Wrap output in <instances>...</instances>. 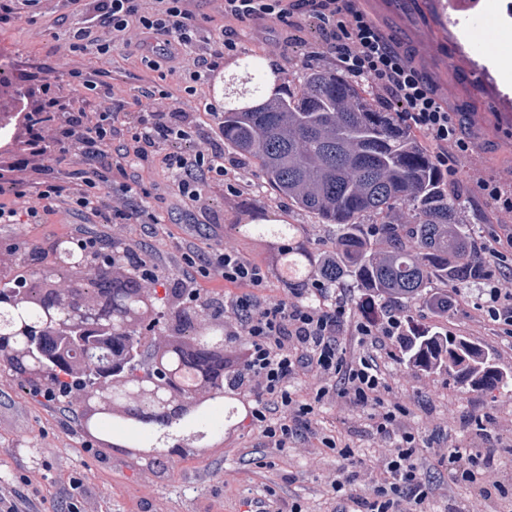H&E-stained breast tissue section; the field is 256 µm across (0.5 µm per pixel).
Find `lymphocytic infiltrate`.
I'll list each match as a JSON object with an SVG mask.
<instances>
[{
	"label": "lymphocytic infiltrate",
	"instance_id": "1",
	"mask_svg": "<svg viewBox=\"0 0 512 512\" xmlns=\"http://www.w3.org/2000/svg\"><path fill=\"white\" fill-rule=\"evenodd\" d=\"M0 0V24L46 14L70 19L62 57L66 81L57 83V67L47 62L33 71L0 66V86L20 81L24 105L16 119L25 129L26 151L0 164V224H44L49 216L101 220L108 236L88 234L81 243L95 249L112 242L120 250L103 270L85 267L84 279L131 280L144 294L158 292L194 303L200 317L223 325L224 342L211 353L210 376L245 402L250 424L262 445L278 451L303 438L316 449L350 458L335 435L320 428L317 416L328 402L341 398L370 409L380 435L393 441V451L377 467L369 496H353L348 482L329 477L332 498H352L356 512H426L433 489L416 463L418 439L405 425V407L385 403L383 372L375 355L347 356L341 338L379 343L396 335L401 322L354 318L345 297H329L328 282L313 273L302 287L267 294L264 264L225 247L212 231L178 241L161 253L131 247L135 232L156 237L165 231L150 202L151 193L139 172L155 170L167 180L170 210L209 214L214 193L243 194L247 183L234 179L242 158L224 151V102L215 79L226 56L237 50L226 27L246 23L261 27L295 26L302 16L316 18L322 43L351 79L389 95L397 119L421 133L439 166L455 174L456 163L474 148L447 105L412 63L411 50L386 36L356 0ZM142 50L148 78L135 111L118 104L105 81V67L117 49ZM83 90L92 113L75 109L68 91ZM489 281L486 298L474 305L481 317L499 322L512 335V292L491 281L495 271L512 267V229L485 245ZM222 279L225 289L206 292L205 281ZM306 388H298L301 378ZM448 477L485 497L505 498L512 487L485 484L492 450L451 445ZM62 478L46 488L38 476L27 479L28 491L0 480V512H44L53 499L67 512H101L87 481L70 477L71 464L58 462Z\"/></svg>",
	"mask_w": 512,
	"mask_h": 512
}]
</instances>
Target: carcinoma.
<instances>
[{
    "label": "carcinoma",
    "mask_w": 512,
    "mask_h": 512,
    "mask_svg": "<svg viewBox=\"0 0 512 512\" xmlns=\"http://www.w3.org/2000/svg\"><path fill=\"white\" fill-rule=\"evenodd\" d=\"M262 63L254 60L224 79V146L246 158L276 193L324 224L337 226L336 261L323 270L328 280L352 278L359 288L378 296L393 295L409 303L448 309V298L430 297V282L457 284L477 275L467 260L469 235L459 228L458 203L432 157L414 134L390 112L373 108L367 90L333 72L314 70L299 89L252 106L262 91ZM413 206L417 222L398 231L386 221L398 204ZM383 218L393 244L372 247L365 219ZM55 264L105 262L107 255L76 246H53ZM288 280L300 281L307 269L304 256L293 252ZM404 360L427 369L446 367L461 382L493 390L503 374L475 344L414 328L403 337ZM46 388L62 397L81 383L44 376ZM118 428L140 435L135 448H157L165 441L163 427L138 421Z\"/></svg>",
    "instance_id": "obj_1"
}]
</instances>
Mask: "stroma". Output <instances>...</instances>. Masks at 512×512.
Listing matches in <instances>:
<instances>
[{
  "label": "stroma",
  "instance_id": "1",
  "mask_svg": "<svg viewBox=\"0 0 512 512\" xmlns=\"http://www.w3.org/2000/svg\"><path fill=\"white\" fill-rule=\"evenodd\" d=\"M362 7L387 35L411 48L425 76L436 85L452 111L462 113L476 140L472 153L461 157L448 192L459 203V218L471 241H490L503 229L512 227V214L477 186L480 178L497 177L505 189H512V106L496 102L494 85L480 80L466 49L457 42L448 27L446 0H361ZM300 39L286 40L280 25L271 24L255 31L237 30V55H253L276 66L286 80V90H295L303 74L311 69L336 70L333 55L312 56L320 36L316 21L303 19ZM64 26L52 18L31 23L19 20L0 27V54H14L21 67L51 59ZM287 51H280V44ZM142 67L136 55L123 50L112 55L111 83L117 99L133 106L139 94ZM240 180L250 189L241 196H216L212 207L224 225V244L265 262L270 268L269 284L274 294H282L284 282L278 242L271 237H246L237 225L280 218L296 225L293 247L302 249L312 265H319L325 254L334 252L337 228L289 205L258 175L254 167L239 170ZM83 221L77 217H53L47 224L19 227L0 224V258L11 247L32 245L49 247L58 241H77ZM352 303L359 319L385 321L393 314L401 320L476 343L503 374L505 384L489 392L458 384L444 369L421 370L402 360V340L386 339L378 350L385 373V401L410 410L408 424L418 432L420 446L417 463L434 486L429 512H512V498L487 499L461 484L452 483L448 469L440 461L439 437L449 436L460 445H468L471 431L464 421L475 410L493 413L497 422L491 428L489 447L495 450V464L485 473L486 483L512 479V337L503 335L497 325L477 317L473 308L483 285L479 280L460 283L459 305L440 312L423 304L409 305L373 296L354 287L350 278L336 284ZM41 396L23 386L19 377L0 367V478L22 483L29 470L40 471L44 486L57 483L61 474L47 454L50 445L67 447L73 457L71 472L82 478L98 477V494L104 512H247V502L263 498L267 489L277 496L298 500L305 512H330L340 508L349 512V501H330L325 485L329 472L349 479L354 495L371 492V473L389 454L392 443L376 434L370 412L345 400L325 406L319 413L320 426L335 431L353 458L321 457L302 447L288 448L276 454L275 468L259 464L264 450L261 440L246 417L238 410L226 420V406L233 396L213 410L225 424L216 442L199 452L187 448L179 455H161L165 469L150 488L139 485L145 460L124 451L109 448L99 439V431H86L79 424L63 425L47 414Z\"/></svg>",
  "mask_w": 512,
  "mask_h": 512
}]
</instances>
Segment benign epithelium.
<instances>
[{"label":"benign epithelium","mask_w":512,"mask_h":512,"mask_svg":"<svg viewBox=\"0 0 512 512\" xmlns=\"http://www.w3.org/2000/svg\"><path fill=\"white\" fill-rule=\"evenodd\" d=\"M74 300L68 289L59 294L33 297L28 288L0 292V303L12 312L9 339L0 337V364L16 369L26 379L53 370L82 374L94 367L81 400L84 425L91 429L100 416L138 415L144 422L168 424L208 402L216 383L201 390L199 380H185L206 358L208 347L199 346L195 360L183 362L163 344L154 348L141 341L143 324L151 315L150 302L112 288L104 302ZM41 303L44 318L35 325L28 317L34 302ZM150 358L154 376L134 381L129 370L139 358Z\"/></svg>","instance_id":"obj_1"}]
</instances>
